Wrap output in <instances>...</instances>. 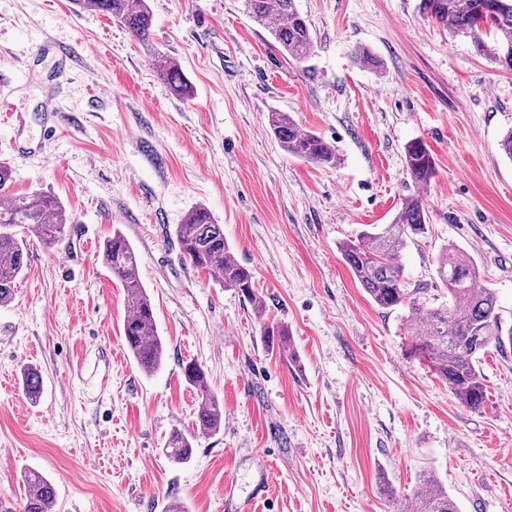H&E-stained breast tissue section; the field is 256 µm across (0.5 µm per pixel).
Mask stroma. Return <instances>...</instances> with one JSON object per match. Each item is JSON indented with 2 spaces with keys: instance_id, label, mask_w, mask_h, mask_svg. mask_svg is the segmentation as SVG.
I'll use <instances>...</instances> for the list:
<instances>
[{
  "instance_id": "obj_1",
  "label": "stroma",
  "mask_w": 512,
  "mask_h": 512,
  "mask_svg": "<svg viewBox=\"0 0 512 512\" xmlns=\"http://www.w3.org/2000/svg\"><path fill=\"white\" fill-rule=\"evenodd\" d=\"M419 0H297L314 36L302 64L284 57L242 0H149L152 42L70 0H0L1 151L15 192L55 194L64 239H31L13 301L0 306V498L49 478L52 512H224V485L255 512H400L434 473L459 512H512V349L480 363L487 401L462 406L423 363L406 359L405 309L379 308L340 246L390 223L421 196L425 237L400 262L407 288L447 303L437 267L453 244L479 264L512 323V71L450 38ZM382 63H355V47ZM177 60L194 96L157 73ZM272 111L333 144L319 166L287 155ZM55 133H46V126ZM422 139L436 176L407 175L404 145ZM202 205L253 273L264 316L196 271L172 235ZM120 230L140 259L164 342L142 372L122 336L124 290L99 252ZM288 326L297 361L267 350L263 320ZM205 370L224 426L197 435L189 463L163 454L193 429ZM36 366L39 401L21 387Z\"/></svg>"
}]
</instances>
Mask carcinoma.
Returning a JSON list of instances; mask_svg holds the SVG:
<instances>
[{
	"label": "carcinoma",
	"mask_w": 512,
	"mask_h": 512,
	"mask_svg": "<svg viewBox=\"0 0 512 512\" xmlns=\"http://www.w3.org/2000/svg\"><path fill=\"white\" fill-rule=\"evenodd\" d=\"M83 8L97 10L127 27L145 47L151 44L153 16L148 0H72ZM247 15L267 29L280 52L301 63L309 59L313 34L300 12L297 0H244ZM422 14L451 37L468 36L476 51L493 63L512 71V0H420ZM160 75L182 100L193 96L192 86L171 59L159 66ZM269 127L280 148L288 155L319 165H334V146L311 131H303L286 112L269 113ZM406 172L419 186L430 184L436 175L435 161L421 139L404 146ZM11 169L0 162V306L13 300L17 279L28 261L27 234L54 245L66 233L69 217L61 201L53 194L35 191L10 192ZM428 214L421 197L406 199L389 224H372L354 241L341 246L344 262L359 285L382 309H408L405 325L411 340L405 356L426 362L448 384L459 403L472 410L486 401L485 379L479 363L489 348L503 350L512 346V325L505 326L495 292L480 280L477 262L464 250L451 246L442 250L438 277L447 290L448 303L430 307L405 288L399 257L410 243L426 234ZM175 237L183 259L197 271L217 277L225 288L241 293L264 314V301L253 289L251 270L236 259L224 239V225L217 223L204 206L192 209L184 223L175 228ZM102 263L124 289L127 315L123 321L126 346L138 367L146 374L161 364L164 343L158 334L150 296L140 278L138 256L118 230L106 240ZM262 336L267 349L286 352L291 335L288 326L265 320ZM187 382L200 390L202 403L196 415L201 434H215L224 427L223 407L211 394L204 370L189 362L183 367ZM22 390L37 401L42 394V378L37 369L21 368ZM194 435L173 430L165 444L164 455L175 464L188 463L194 453ZM28 493L17 506H6L0 499V512H51L56 501L52 482L40 472L24 474ZM416 512H459L455 501L437 479L427 473L416 496Z\"/></svg>",
	"instance_id": "obj_1"
}]
</instances>
